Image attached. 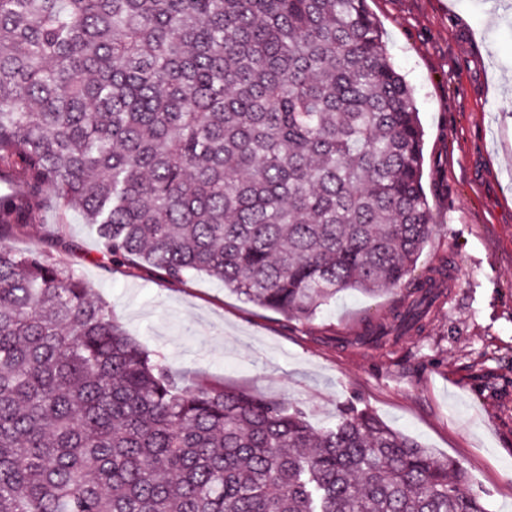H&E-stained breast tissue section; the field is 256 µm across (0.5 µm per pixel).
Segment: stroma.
Instances as JSON below:
<instances>
[{
    "mask_svg": "<svg viewBox=\"0 0 512 512\" xmlns=\"http://www.w3.org/2000/svg\"><path fill=\"white\" fill-rule=\"evenodd\" d=\"M424 128L422 183L436 229L415 270L448 261V298L390 349L355 342L399 290L346 291L285 320L204 277L169 281L103 257L79 211L46 203L20 251L54 242L148 351L194 379L304 408L315 429L360 399L388 426L456 461L487 512H512V0H367Z\"/></svg>",
    "mask_w": 512,
    "mask_h": 512,
    "instance_id": "stroma-1",
    "label": "stroma"
}]
</instances>
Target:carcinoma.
Instances as JSON below:
<instances>
[{
    "label": "carcinoma",
    "instance_id": "obj_1",
    "mask_svg": "<svg viewBox=\"0 0 512 512\" xmlns=\"http://www.w3.org/2000/svg\"><path fill=\"white\" fill-rule=\"evenodd\" d=\"M423 129L367 0H0V512H485L451 459L357 407L195 382L9 236L51 199L104 255L289 320L390 286L424 328Z\"/></svg>",
    "mask_w": 512,
    "mask_h": 512
}]
</instances>
